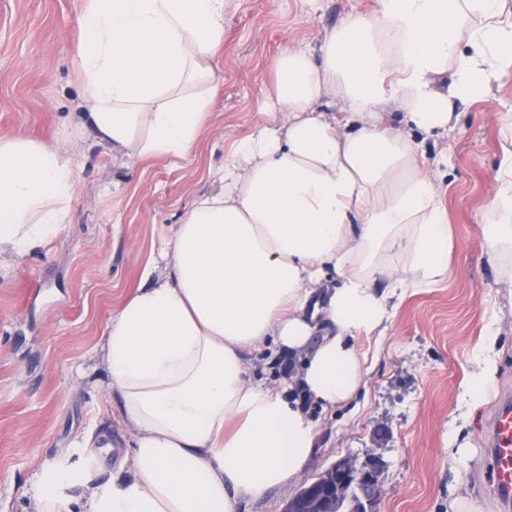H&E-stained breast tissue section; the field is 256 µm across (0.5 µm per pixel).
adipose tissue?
Returning a JSON list of instances; mask_svg holds the SVG:
<instances>
[{"label": "adipose tissue", "mask_w": 512, "mask_h": 512, "mask_svg": "<svg viewBox=\"0 0 512 512\" xmlns=\"http://www.w3.org/2000/svg\"><path fill=\"white\" fill-rule=\"evenodd\" d=\"M226 3L80 0L82 105L113 157L197 147L222 84ZM273 68L269 118L225 156L223 192L194 202L160 250L163 273L145 270L104 326L96 353L127 452L103 482L92 440L85 460L44 470L37 512H234L288 485L318 435L295 390L325 412L350 403L363 386L353 337L381 331L397 291L447 277L439 178L416 137L446 132L512 71V0H377ZM500 132L480 228L512 288L511 112ZM76 185L56 148L0 137V257L48 246ZM331 273L337 285L313 301ZM269 344L298 356L295 381L254 379L251 356Z\"/></svg>", "instance_id": "obj_1"}]
</instances>
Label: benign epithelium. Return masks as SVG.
<instances>
[{"instance_id":"7a95c632","label":"benign epithelium","mask_w":512,"mask_h":512,"mask_svg":"<svg viewBox=\"0 0 512 512\" xmlns=\"http://www.w3.org/2000/svg\"><path fill=\"white\" fill-rule=\"evenodd\" d=\"M328 473L331 475L330 483H322L319 476L304 483L288 501L285 512H335L344 495L354 487L367 503L374 502L381 495L377 467L374 465L366 470H358L350 460L344 458L332 465Z\"/></svg>"}]
</instances>
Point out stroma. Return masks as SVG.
<instances>
[{"label": "stroma", "instance_id": "1", "mask_svg": "<svg viewBox=\"0 0 512 512\" xmlns=\"http://www.w3.org/2000/svg\"><path fill=\"white\" fill-rule=\"evenodd\" d=\"M377 0H229L223 81L210 124L184 159L123 166L83 134L76 76L77 0H0V136L48 141L77 172L72 222L40 253L0 268V512H35L31 481L79 459L88 430L112 438L98 458L108 479L126 432L106 401L107 376L92 357L105 322L141 282L164 239L201 196L239 138L267 118L271 63L314 47L323 27ZM512 113V74L487 99L462 108L453 127L421 138L426 169H440L453 249L441 283L408 290L381 337L355 339L365 386L322 415L315 478L338 460L379 468L382 494L366 512H504L489 494L482 429L501 390L512 389V292L481 239V215L500 156L502 113ZM444 166H436L439 158ZM497 333L493 384L477 410L464 393L477 348Z\"/></svg>", "mask_w": 512, "mask_h": 512}]
</instances>
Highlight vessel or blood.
I'll use <instances>...</instances> for the list:
<instances>
[{
    "instance_id": "obj_1",
    "label": "vessel or blood",
    "mask_w": 512,
    "mask_h": 512,
    "mask_svg": "<svg viewBox=\"0 0 512 512\" xmlns=\"http://www.w3.org/2000/svg\"><path fill=\"white\" fill-rule=\"evenodd\" d=\"M490 485L502 500L512 501V399H499L489 418Z\"/></svg>"
}]
</instances>
